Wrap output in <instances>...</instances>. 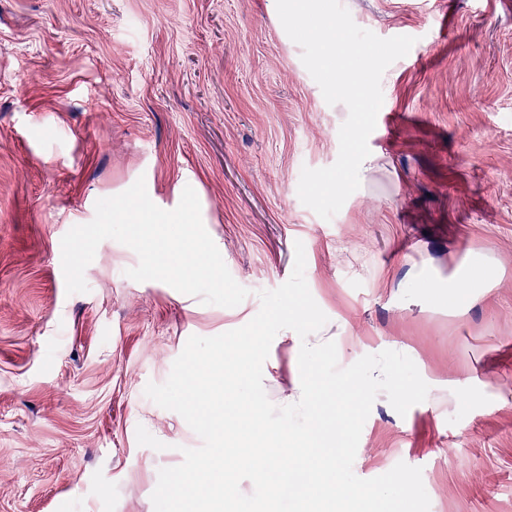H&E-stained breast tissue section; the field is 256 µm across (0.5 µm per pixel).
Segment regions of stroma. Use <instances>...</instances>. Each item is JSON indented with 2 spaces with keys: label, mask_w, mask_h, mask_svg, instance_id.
<instances>
[{
  "label": "stroma",
  "mask_w": 512,
  "mask_h": 512,
  "mask_svg": "<svg viewBox=\"0 0 512 512\" xmlns=\"http://www.w3.org/2000/svg\"><path fill=\"white\" fill-rule=\"evenodd\" d=\"M382 38L415 37L385 71L368 139L378 169L326 221L297 194L339 154L327 104L271 0H0V512H154L158 471L201 440L145 394L193 335L247 324L283 284L294 243L340 367L390 349L429 386L399 415L378 395L353 471L421 468L430 512H512V0H341ZM144 179L185 187L237 307L126 275L104 240L67 294L61 240L98 199ZM480 253L490 287L456 302L423 286ZM292 330L263 385L301 395ZM162 442L139 445L137 426Z\"/></svg>",
  "instance_id": "35a3bbf8"
}]
</instances>
